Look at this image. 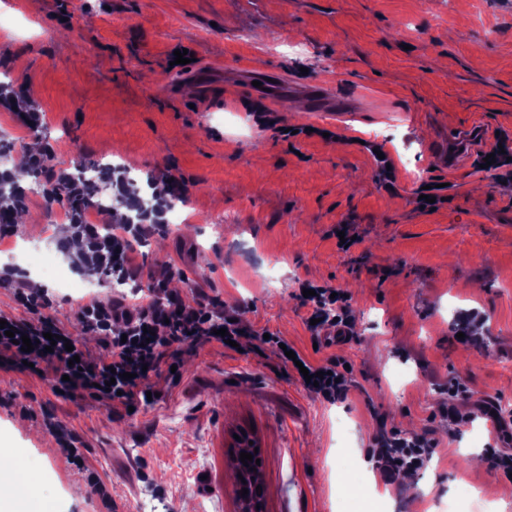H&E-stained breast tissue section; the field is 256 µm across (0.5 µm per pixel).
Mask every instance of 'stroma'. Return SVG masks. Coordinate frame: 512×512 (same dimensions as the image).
Segmentation results:
<instances>
[{
    "label": "stroma",
    "instance_id": "35a3bbf8",
    "mask_svg": "<svg viewBox=\"0 0 512 512\" xmlns=\"http://www.w3.org/2000/svg\"><path fill=\"white\" fill-rule=\"evenodd\" d=\"M2 20L0 83L23 88L53 146L29 184L109 162L135 168L149 201L152 181L175 177L186 221L151 228L137 261L172 290L241 310L311 363L340 359L352 381L330 403L275 345L261 358L247 340L237 351L182 345L177 370L153 378L158 401L130 413L0 371V449L18 485L37 478L36 512H239L231 453L243 429L258 442L265 512H340L347 500L356 512H512V479L484 454L512 449V429L480 418L456 430L446 417L456 381L512 409V179L470 161L449 168L443 151L479 116L487 134L512 131V0H0ZM183 48L190 69H170ZM242 63L257 78L278 66L285 82L329 84L357 108L318 117L300 94L284 112L265 99L279 127L299 131L283 138L248 115ZM376 148L395 169L393 189L376 179ZM428 182L448 186L434 210L417 203ZM67 205L30 194L22 213L37 221L0 244V267L18 264L53 292L52 316L92 348L76 321L80 296L29 253L103 301L131 290L85 277L58 251ZM305 282L347 293L352 338L315 347ZM392 430L438 447L383 497L371 450ZM461 485L472 500H454Z\"/></svg>",
    "mask_w": 512,
    "mask_h": 512
}]
</instances>
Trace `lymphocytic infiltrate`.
<instances>
[{
    "label": "lymphocytic infiltrate",
    "instance_id": "lymphocytic-infiltrate-1",
    "mask_svg": "<svg viewBox=\"0 0 512 512\" xmlns=\"http://www.w3.org/2000/svg\"><path fill=\"white\" fill-rule=\"evenodd\" d=\"M66 218L70 239L57 240L60 250H68L70 241H78L77 262L93 267L110 279L125 282L143 275V268L132 257V243L144 234L142 225L118 224L110 234H102L99 225L88 219L98 206L93 192L75 184L68 198ZM0 284L11 288L17 305L23 313L11 316L7 324L12 334L0 329V369L31 372L53 382L55 390L74 399L91 395L105 402H119L123 406L147 405L150 379L158 373L166 350L176 343H224L225 340L256 339L257 334L237 313L225 312L223 306L210 301L202 292H193L190 298L167 291L163 282L155 281L151 293L164 294V302H152L132 309L117 304L89 299L78 309L76 319L86 334L97 337L98 354L75 348L66 351L65 343L71 333L45 311L53 305L51 295L28 286L17 269L0 268ZM315 318L313 332L322 328L340 326L350 328L349 303L345 293H334L332 287H316L314 295L305 297ZM55 334L56 342H49L48 334ZM29 337L33 345L23 352L18 340ZM79 356V364H71L72 356ZM437 444L421 437H404L399 433L380 437L372 459L386 479L397 474L423 468L432 458Z\"/></svg>",
    "mask_w": 512,
    "mask_h": 512
}]
</instances>
